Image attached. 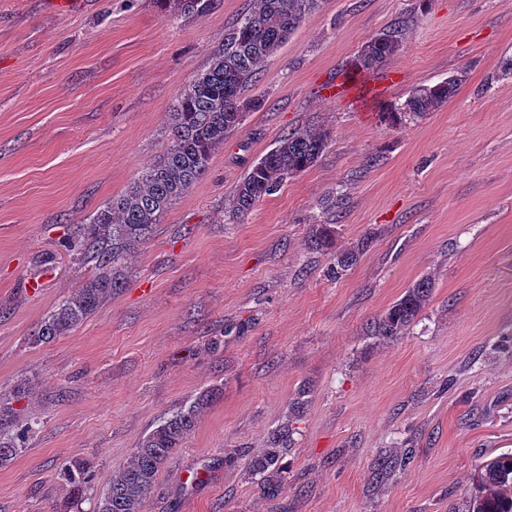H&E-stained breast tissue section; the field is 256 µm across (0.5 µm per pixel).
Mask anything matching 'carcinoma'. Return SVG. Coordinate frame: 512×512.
Wrapping results in <instances>:
<instances>
[{"mask_svg": "<svg viewBox=\"0 0 512 512\" xmlns=\"http://www.w3.org/2000/svg\"><path fill=\"white\" fill-rule=\"evenodd\" d=\"M156 2L165 15L185 18L201 16L215 4V0ZM319 2L248 0L242 17L224 34V45L210 55L208 65L177 95L163 154L129 190L99 209L90 223L79 225L83 249L96 260V271L50 312L32 336L34 343L69 335L127 286L128 257L149 238L164 213L208 170L212 155L224 139L242 127L246 112L262 105L260 98L247 95L259 81L262 64L281 50ZM405 38L403 27L381 32L361 49L356 67L368 70L384 65ZM457 84L454 78L416 88L390 119L395 124L418 121L443 106ZM329 141V131L310 127L283 136L239 180L231 214L245 215L288 178L310 168ZM332 235L327 225H321L312 230L311 244L317 250L327 248ZM431 290L428 278L414 283L370 324L371 335H403L429 301ZM207 404L208 399L201 396L145 434L130 459L113 471L107 488L97 497L95 512H142L144 501L157 488L161 467L182 448ZM16 422L17 410L0 405V466L11 463L26 448L31 427L16 430ZM287 437L285 432L273 435L270 449L252 462L266 498L278 496L284 485L279 448ZM92 468L85 459H72L60 467L58 478L69 487L73 501L81 499L90 488ZM466 512H512V456H500L483 469Z\"/></svg>", "mask_w": 512, "mask_h": 512, "instance_id": "obj_1", "label": "carcinoma"}]
</instances>
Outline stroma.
Instances as JSON below:
<instances>
[{
  "label": "stroma",
  "instance_id": "1",
  "mask_svg": "<svg viewBox=\"0 0 512 512\" xmlns=\"http://www.w3.org/2000/svg\"><path fill=\"white\" fill-rule=\"evenodd\" d=\"M246 6L217 0L185 20L154 0H0V403L32 425L0 467V512L63 506L56 471L77 458L102 491L203 395L143 512H465L484 465L512 454V0H323L264 64L263 106L132 254L127 288L32 343L95 271L78 225L164 152L178 93ZM398 21V53L329 98ZM455 75L443 107L391 123L415 88ZM302 127L330 131L321 157L233 217L248 167ZM319 224L333 240L317 251ZM425 277L430 300L405 334L369 335ZM283 428L286 484L268 499L251 462ZM385 453L408 457L390 478Z\"/></svg>",
  "mask_w": 512,
  "mask_h": 512
}]
</instances>
